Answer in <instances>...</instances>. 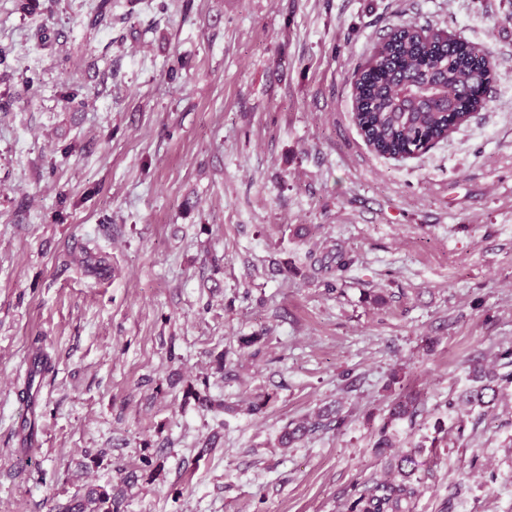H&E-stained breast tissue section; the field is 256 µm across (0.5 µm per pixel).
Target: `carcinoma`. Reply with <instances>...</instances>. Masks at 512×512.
<instances>
[{"label":"carcinoma","mask_w":512,"mask_h":512,"mask_svg":"<svg viewBox=\"0 0 512 512\" xmlns=\"http://www.w3.org/2000/svg\"><path fill=\"white\" fill-rule=\"evenodd\" d=\"M89 24H112L107 0H101ZM495 78V61L487 50L447 41L430 26L402 24L378 43L365 63L353 73V119L366 144L377 154L395 158L423 153L447 139L480 111L486 100L474 96L477 86L488 88ZM354 259L342 253L318 259L324 272L322 285L334 291ZM499 368H471L475 383L463 403L485 408L497 400L503 384H512V347L497 354ZM420 413L419 399L405 391L393 401L389 420H414ZM344 417L325 411L315 419L295 423L281 443L292 445L319 430L339 428ZM424 466L421 449L399 456L398 477L354 487L348 512H410L417 496L415 482ZM91 512H115L112 494L100 489L89 498Z\"/></svg>","instance_id":"cac0c4a2"}]
</instances>
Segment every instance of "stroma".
Wrapping results in <instances>:
<instances>
[{"mask_svg": "<svg viewBox=\"0 0 512 512\" xmlns=\"http://www.w3.org/2000/svg\"><path fill=\"white\" fill-rule=\"evenodd\" d=\"M111 2L93 28L100 0H0V512L99 486L118 512H347L413 448L412 512H512V385L458 401L512 346L506 0ZM403 23L496 74L394 159L353 122L352 74ZM332 247L354 259L333 292ZM406 389L423 412L389 421ZM329 405L340 429L279 447Z\"/></svg>", "mask_w": 512, "mask_h": 512, "instance_id": "obj_1", "label": "stroma"}]
</instances>
